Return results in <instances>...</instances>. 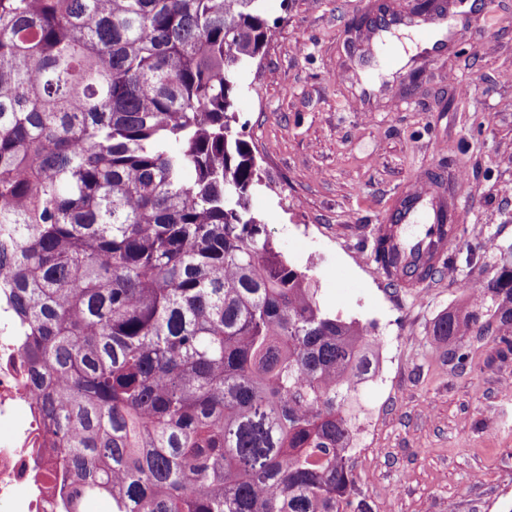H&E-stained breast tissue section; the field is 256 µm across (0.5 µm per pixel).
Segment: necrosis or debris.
<instances>
[{
	"mask_svg": "<svg viewBox=\"0 0 512 512\" xmlns=\"http://www.w3.org/2000/svg\"><path fill=\"white\" fill-rule=\"evenodd\" d=\"M0 309V512H56L55 451L45 439L29 364Z\"/></svg>",
	"mask_w": 512,
	"mask_h": 512,
	"instance_id": "1",
	"label": "necrosis or debris"
}]
</instances>
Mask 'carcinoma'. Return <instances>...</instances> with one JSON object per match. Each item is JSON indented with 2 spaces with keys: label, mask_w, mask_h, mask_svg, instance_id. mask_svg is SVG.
Segmentation results:
<instances>
[{
  "label": "carcinoma",
  "mask_w": 512,
  "mask_h": 512,
  "mask_svg": "<svg viewBox=\"0 0 512 512\" xmlns=\"http://www.w3.org/2000/svg\"><path fill=\"white\" fill-rule=\"evenodd\" d=\"M261 0H0V301L65 468L62 512H372L353 501L371 327L249 205L239 75ZM194 172L191 182L184 173ZM385 268L395 248L375 241ZM439 344L512 351V260Z\"/></svg>",
  "instance_id": "obj_1"
}]
</instances>
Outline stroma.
Segmentation results:
<instances>
[{
    "instance_id": "1",
    "label": "stroma",
    "mask_w": 512,
    "mask_h": 512,
    "mask_svg": "<svg viewBox=\"0 0 512 512\" xmlns=\"http://www.w3.org/2000/svg\"><path fill=\"white\" fill-rule=\"evenodd\" d=\"M384 4L404 14L412 0H263L273 37L236 104L264 179L251 209L329 309L375 327L380 371L361 391L375 414L352 456L360 497L373 512H512V351L470 338L461 366L432 336L466 302L463 282L492 277L512 246V0H463L469 23L419 84L384 75L366 97L373 38L357 24ZM456 174L460 222L425 288L357 263L397 192L421 175L444 191Z\"/></svg>"
}]
</instances>
